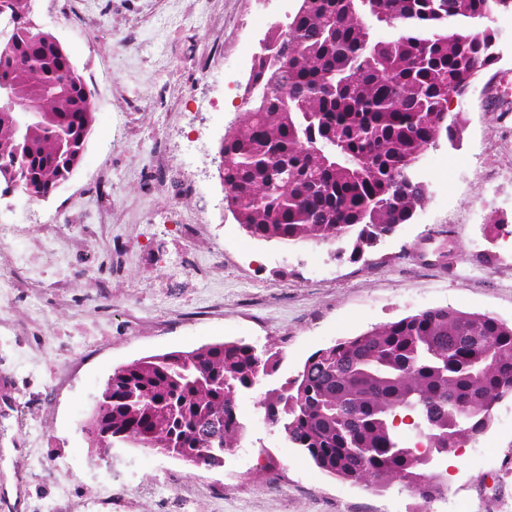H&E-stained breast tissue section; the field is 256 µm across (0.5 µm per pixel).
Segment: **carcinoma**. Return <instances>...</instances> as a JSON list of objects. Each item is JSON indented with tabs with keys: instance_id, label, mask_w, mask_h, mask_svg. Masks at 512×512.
I'll list each match as a JSON object with an SVG mask.
<instances>
[{
	"instance_id": "obj_1",
	"label": "carcinoma",
	"mask_w": 512,
	"mask_h": 512,
	"mask_svg": "<svg viewBox=\"0 0 512 512\" xmlns=\"http://www.w3.org/2000/svg\"><path fill=\"white\" fill-rule=\"evenodd\" d=\"M12 33L0 41V182L38 200L79 164L94 123L91 92L69 53L30 19L31 0H0ZM512 0H299L249 80L265 98L224 136V197L248 236L288 246L363 247L409 223L424 187L409 170L464 119L466 95L494 63L489 12ZM394 29L377 40L373 29ZM278 355L224 341L151 355L112 372L84 424L91 447L150 448L196 468L220 467L247 443L238 396L276 373ZM512 397V323L429 308L310 355L297 375L262 392L265 421L322 472L425 503L446 490L398 419L413 418L446 456L481 436Z\"/></svg>"
}]
</instances>
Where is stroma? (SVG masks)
<instances>
[{
    "label": "stroma",
    "mask_w": 512,
    "mask_h": 512,
    "mask_svg": "<svg viewBox=\"0 0 512 512\" xmlns=\"http://www.w3.org/2000/svg\"><path fill=\"white\" fill-rule=\"evenodd\" d=\"M280 0H32L82 72L94 123L52 196L0 187V512H512V400L442 471L428 503L321 473L239 399L248 447L199 469L149 448L98 455L83 430L112 371L240 340L315 351L432 307L512 322V26L454 104L465 125L421 157L426 199L356 262L322 245L250 238L224 199L219 148L250 104L249 56ZM487 450L473 463L474 445Z\"/></svg>",
    "instance_id": "1"
}]
</instances>
